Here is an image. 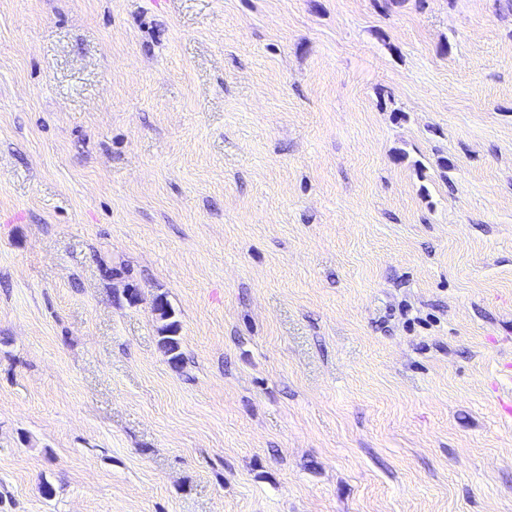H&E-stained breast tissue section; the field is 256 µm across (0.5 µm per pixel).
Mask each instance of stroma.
I'll return each instance as SVG.
<instances>
[{
  "label": "stroma",
  "instance_id": "stroma-1",
  "mask_svg": "<svg viewBox=\"0 0 512 512\" xmlns=\"http://www.w3.org/2000/svg\"><path fill=\"white\" fill-rule=\"evenodd\" d=\"M507 360L512 0H0V512H512Z\"/></svg>",
  "mask_w": 512,
  "mask_h": 512
}]
</instances>
